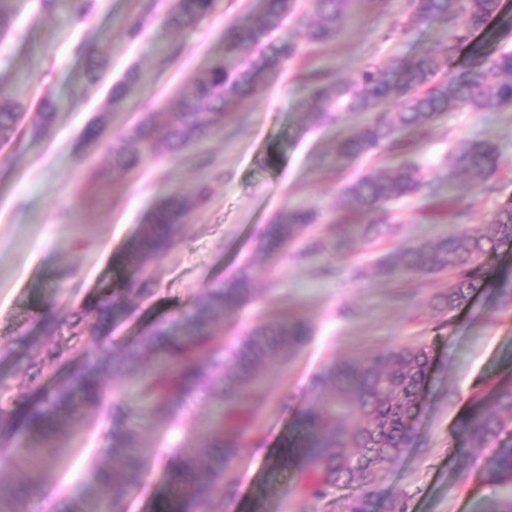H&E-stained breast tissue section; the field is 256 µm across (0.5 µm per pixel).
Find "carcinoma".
Masks as SVG:
<instances>
[{
    "label": "carcinoma",
    "instance_id": "cac0c4a2",
    "mask_svg": "<svg viewBox=\"0 0 512 512\" xmlns=\"http://www.w3.org/2000/svg\"><path fill=\"white\" fill-rule=\"evenodd\" d=\"M354 0H314L318 22L301 38L317 44L335 38L344 28ZM501 0H405L402 21L394 32L410 34L436 19L448 30V39L413 58H399L384 66H370L350 84H337L326 69L307 76L313 114L320 121L337 112H362L367 119L355 134L336 142L340 157L403 150L397 131L419 132L455 110L479 112L512 107V50L503 49L482 62L452 70L457 54L473 42L498 13ZM214 0H174L168 22L189 28L206 17ZM294 0H265L262 11L249 16L225 38L230 56L250 53L247 65L231 69L220 57L183 85L178 94V120L159 127L149 113L112 143V169L131 170L145 155H174L191 147L217 128L226 112L253 95L260 84L275 77L283 63L295 56L293 40H271L280 30ZM16 11L15 0H0V35L6 33ZM138 80L131 72L112 87L110 104H122ZM395 110L383 108L387 98ZM22 103L0 96V138L16 130ZM496 146L473 138L454 155L456 178L465 183L487 179L498 169ZM440 180L429 179L415 163L405 161L395 170L374 168L348 182L345 195L352 205L377 222L344 233L331 243L308 241L303 254L311 256L330 246L338 252L353 249L356 237L391 235L397 228L387 205L405 198L432 197ZM203 201L201 191H176L163 198L123 262L131 271L120 294L130 297L145 284V259L166 248L188 214ZM313 214L305 209L279 212L266 225L260 244L229 279L209 286L203 297L171 322L162 321L151 333L120 350L97 349L69 381L47 391L33 379L38 399L27 404L0 384V462L15 470L13 483L0 482V512H32L34 491L28 479L33 467H55L75 415L97 412L104 400L105 376L120 374L142 381L147 414L172 417L175 410L199 392L209 398V431L199 444L181 445L167 459L163 497L157 512H206L213 498L230 488V470L243 445L241 432L224 418L227 410L245 409L251 416L263 408L259 382L273 364L292 358L305 344L309 329L286 318L259 322L229 345L213 337L211 324L254 302L252 270L268 250L302 237ZM491 231L461 232L407 245L383 255L377 271L389 278L409 274H448V288L436 294L433 309L452 313L478 291L489 287L481 258L512 246V203L490 215ZM84 314L94 319V332L106 333L112 321V295L88 301ZM207 347L204 359L197 349ZM433 356L426 345H405L365 358L336 360L317 379L315 399L298 414L293 430L283 438L278 465L318 476L312 492L319 497L328 485L342 486L359 479L361 490L346 500L345 512H407L404 497L381 502L380 481L400 462L410 445ZM493 410L461 419L459 434L471 448H495L485 469L491 483L512 482V377L490 389ZM108 464L94 471L82 498L80 512H122L125 501L140 486L153 445L142 439L137 422L119 406L113 407L108 433Z\"/></svg>",
    "mask_w": 512,
    "mask_h": 512
}]
</instances>
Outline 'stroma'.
Segmentation results:
<instances>
[{
    "label": "stroma",
    "mask_w": 512,
    "mask_h": 512,
    "mask_svg": "<svg viewBox=\"0 0 512 512\" xmlns=\"http://www.w3.org/2000/svg\"><path fill=\"white\" fill-rule=\"evenodd\" d=\"M404 0H364L356 21L338 38L301 46L278 76L230 112L224 127L177 156L142 157L127 173L112 169L106 142L118 139L145 113L165 125L176 117V92L223 56L227 33L262 0H215L193 28L170 25L171 0H84L83 13L48 9L42 0H19L12 32L0 40V93L19 100L24 116L11 139L0 141V379L16 396H32L25 373L39 363L55 383L79 368L97 346L90 331L74 335L64 319L87 299L119 288L128 275L120 257L136 241L154 206L169 194L206 190L176 240L146 262L149 283L130 310L117 312L106 341L121 348L160 321L189 309L213 282L237 271L261 232L282 210L315 215L306 237L327 238L340 224H367L342 194L347 181L372 164L395 168L401 159L443 180L431 199L395 204L400 229L386 239L360 240L354 250L307 258L302 241L270 251L254 273L256 299L214 327L231 341L260 321L303 320L309 340L290 361L273 365L262 388L264 411L253 418L230 476L233 491L215 497L210 512H343L354 487L309 490L311 475L278 472L274 462L296 415L313 398L315 378L336 359L366 356L399 345H426L434 360L410 447L381 481L385 496L404 497L408 512H482L493 499L512 496V484H489V448L464 447L456 426L479 407L487 390L512 376V303L488 289L450 315L432 316L430 301L445 289L444 275L412 274L402 280L379 275L388 249L461 230H487L498 206L512 201V108L456 111L413 137L406 156L386 151L379 161L338 157L336 142L357 132L362 114L342 112L328 123L307 114L304 77L326 66L336 81H355L371 64L410 58L446 39L438 21L408 35L394 33ZM224 57V56H223ZM103 62L97 78L89 60ZM140 80L121 107L107 109L112 85L129 69ZM56 110L47 124L38 114L44 98ZM105 127V143L86 145L85 128ZM493 142L501 166L495 192L454 176L461 142ZM467 212L457 222V212ZM334 268L320 277L318 268ZM208 402L195 396L181 409L176 428L162 417L144 432L156 453L123 512H155L163 468L173 444L189 443L207 417ZM111 408L76 416V437L56 468H35L33 512L51 502L54 512H77L96 466L106 463Z\"/></svg>",
    "instance_id": "obj_1"
}]
</instances>
